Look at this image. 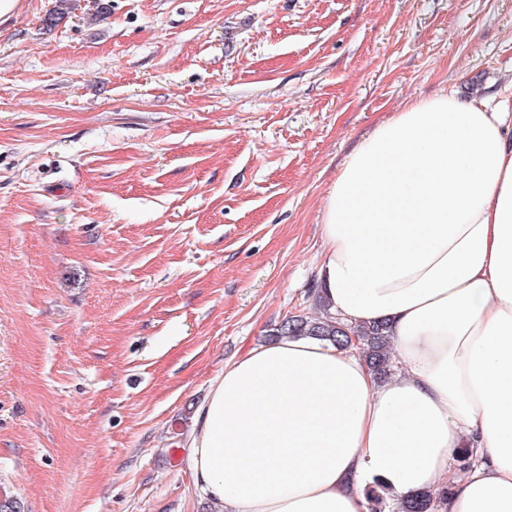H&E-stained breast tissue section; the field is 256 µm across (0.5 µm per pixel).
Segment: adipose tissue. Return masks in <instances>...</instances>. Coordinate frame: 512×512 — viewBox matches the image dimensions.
<instances>
[{
	"label": "adipose tissue",
	"instance_id": "1",
	"mask_svg": "<svg viewBox=\"0 0 512 512\" xmlns=\"http://www.w3.org/2000/svg\"><path fill=\"white\" fill-rule=\"evenodd\" d=\"M329 312L385 320L397 370L282 337L225 364L184 439L214 512H512V110L444 93L379 125L322 208ZM473 451L467 469L453 461Z\"/></svg>",
	"mask_w": 512,
	"mask_h": 512
}]
</instances>
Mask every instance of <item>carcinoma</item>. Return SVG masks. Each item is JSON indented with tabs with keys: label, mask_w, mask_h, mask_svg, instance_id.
Here are the masks:
<instances>
[{
	"label": "carcinoma",
	"mask_w": 512,
	"mask_h": 512,
	"mask_svg": "<svg viewBox=\"0 0 512 512\" xmlns=\"http://www.w3.org/2000/svg\"><path fill=\"white\" fill-rule=\"evenodd\" d=\"M275 339L282 336H304L328 341L338 347H357L364 360L379 377L390 372V336L387 322L379 321L352 326L342 323L323 311L319 315H288L270 333ZM439 501L434 495L420 493L400 504V512H438Z\"/></svg>",
	"instance_id": "obj_1"
}]
</instances>
